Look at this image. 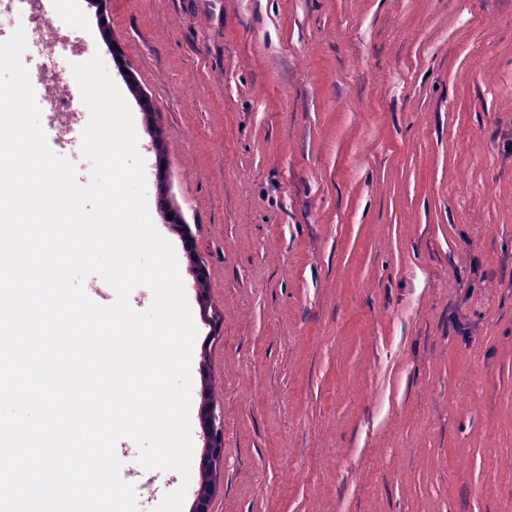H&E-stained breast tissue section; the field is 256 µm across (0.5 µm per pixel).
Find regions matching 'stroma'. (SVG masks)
I'll list each match as a JSON object with an SVG mask.
<instances>
[{"mask_svg": "<svg viewBox=\"0 0 512 512\" xmlns=\"http://www.w3.org/2000/svg\"><path fill=\"white\" fill-rule=\"evenodd\" d=\"M46 8L133 115L209 512H512V0ZM202 440L204 455L199 467L192 512H209L208 507L214 485V473L211 463L219 459L224 451L222 431L215 426L212 416L205 418Z\"/></svg>", "mask_w": 512, "mask_h": 512, "instance_id": "35a3bbf8", "label": "stroma"}]
</instances>
